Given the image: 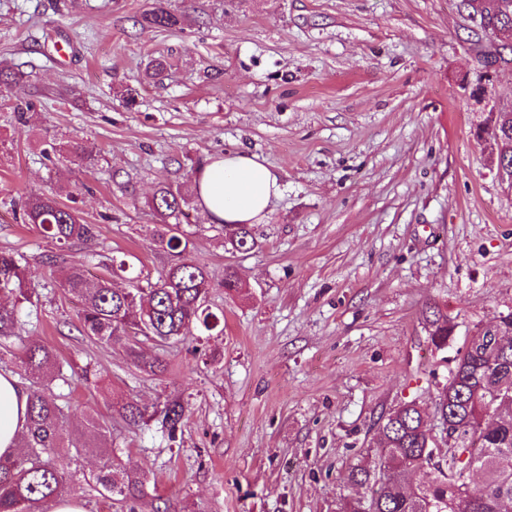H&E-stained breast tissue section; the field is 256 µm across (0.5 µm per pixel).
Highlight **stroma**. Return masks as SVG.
Returning <instances> with one entry per match:
<instances>
[{"label": "stroma", "instance_id": "obj_1", "mask_svg": "<svg viewBox=\"0 0 512 512\" xmlns=\"http://www.w3.org/2000/svg\"><path fill=\"white\" fill-rule=\"evenodd\" d=\"M153 3L0 0V61L23 74L0 84V251L26 257L41 294L0 338V369L22 345L55 346L81 409L63 431L103 417L115 454L149 479L134 512L162 499L170 512H336L380 417L431 406L470 336L512 312V188L487 122L512 109V67L472 97L482 63L460 0H167L180 26L140 32ZM160 57L164 76L146 80ZM75 137L94 164L70 156ZM231 150L263 159L283 192L248 253H229L191 204L180 235L224 332L141 339L168 364L152 376L123 342L82 335L59 275L131 254L158 277L170 256L149 200ZM47 192L98 236L62 248L26 223L25 199ZM228 264L245 293L225 295ZM435 302L457 324L443 351L424 329ZM128 397L151 410L181 399L175 439L127 424ZM98 465L71 462L73 494L85 512H119L88 482Z\"/></svg>", "mask_w": 512, "mask_h": 512}]
</instances>
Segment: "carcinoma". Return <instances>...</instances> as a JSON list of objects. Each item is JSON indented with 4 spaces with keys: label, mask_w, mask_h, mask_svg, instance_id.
Returning <instances> with one entry per match:
<instances>
[{
    "label": "carcinoma",
    "mask_w": 512,
    "mask_h": 512,
    "mask_svg": "<svg viewBox=\"0 0 512 512\" xmlns=\"http://www.w3.org/2000/svg\"><path fill=\"white\" fill-rule=\"evenodd\" d=\"M476 44L495 30H512V0H501L493 14L473 11ZM179 17L157 0L139 25L144 30L172 29ZM493 126L497 163L512 168V134ZM191 193L168 185L152 197L151 208L164 219L156 230L159 242L176 257L155 280L136 274L132 287L116 288L113 277L125 273L129 264L112 258L107 274L89 281L84 267L70 266L60 287L81 301L82 333L105 344L127 340L132 361L153 375L165 371L158 358L147 357L137 338L178 340L193 332L224 331V314L206 306L211 281L208 272L185 257L179 236V217L190 205ZM28 223L38 225L44 236L59 246L95 238V225L86 224L77 210L59 203L51 193L31 196L25 205ZM175 223H169V220ZM225 244L231 251L249 252L257 247L249 224L224 225ZM244 288L236 271L224 267V292L237 294ZM0 292L14 298L0 304V337L15 335L21 326L23 304H34L37 284L28 277L24 255L0 251ZM455 324L440 305L428 307L425 329L437 350L448 348ZM14 366L35 379L28 390L25 444L10 457H0V512H50L54 504L71 497L72 488L64 462L89 453L107 456L93 475L101 494L118 503H133L143 493L147 476L127 469L109 448L107 427L94 416L85 417L83 438L62 435L65 390L71 381L53 347L34 343L15 355ZM119 413L130 424L142 427L155 421L161 431L173 436L183 421L184 403L173 400L153 412L134 400L119 403ZM425 412L415 400L404 401L380 423L367 459L352 466L347 481L365 489L361 497L340 498L337 512H512V343L494 342L490 330L471 336L456 358L446 384L434 400V417L446 426L448 440L424 420ZM473 472L483 482L474 488Z\"/></svg>",
    "instance_id": "carcinoma-1"
}]
</instances>
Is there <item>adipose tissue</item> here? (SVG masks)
<instances>
[{
  "mask_svg": "<svg viewBox=\"0 0 512 512\" xmlns=\"http://www.w3.org/2000/svg\"><path fill=\"white\" fill-rule=\"evenodd\" d=\"M202 214L212 224H258L282 192L278 175L258 157L227 152L207 158L194 176ZM28 396L13 374L0 371V456L13 454L27 432Z\"/></svg>",
  "mask_w": 512,
  "mask_h": 512,
  "instance_id": "1",
  "label": "adipose tissue"
}]
</instances>
